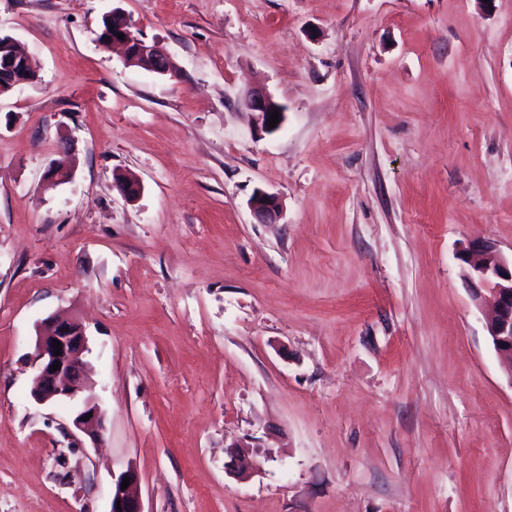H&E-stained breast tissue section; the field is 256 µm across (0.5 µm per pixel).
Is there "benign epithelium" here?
Returning a JSON list of instances; mask_svg holds the SVG:
<instances>
[{
  "label": "benign epithelium",
  "instance_id": "obj_1",
  "mask_svg": "<svg viewBox=\"0 0 512 512\" xmlns=\"http://www.w3.org/2000/svg\"><path fill=\"white\" fill-rule=\"evenodd\" d=\"M112 36L100 39L104 44H117L124 50L127 61L146 71L162 76L177 77V72L169 57L154 42L132 31V24L125 12L119 8L112 10ZM122 33L125 39L117 34ZM35 79L28 58L19 50L14 38L0 40V94ZM243 108L261 117V129L269 131L268 120L273 111H279L284 118V108L274 99L264 86L247 91L241 99ZM48 181L54 184L66 183L71 179L72 170L52 164L45 172ZM254 215L272 223L280 215V202L277 195L265 190H257L249 200ZM459 259L466 268V280L471 288L472 298L479 307H486L489 314L486 328L492 337L494 347L509 377L512 378V259L503 256L495 246L485 241H470L463 246ZM62 344L61 355H56L53 341ZM89 352L88 338L84 329L68 319L49 316L36 325L34 366L35 374L31 397L39 405L75 401L71 427L66 429L71 447L82 448L81 436H86L93 447H98L104 438L105 413L93 391L86 390L84 384L88 368L86 354ZM61 369L52 370L54 363ZM88 391L84 397L78 393ZM90 415L86 421L85 415ZM239 450L232 456L230 474L244 478L259 470L258 463L242 451L246 444H237ZM130 478L129 486L121 489L125 478ZM110 512H143L140 496V478L133 468L112 476V497Z\"/></svg>",
  "mask_w": 512,
  "mask_h": 512
}]
</instances>
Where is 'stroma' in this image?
<instances>
[{
  "label": "stroma",
  "instance_id": "obj_1",
  "mask_svg": "<svg viewBox=\"0 0 512 512\" xmlns=\"http://www.w3.org/2000/svg\"><path fill=\"white\" fill-rule=\"evenodd\" d=\"M117 6L179 78L99 43ZM0 33L37 71L0 95V512H109L130 467L144 512H512V379L458 258L512 254V0H0ZM53 314L103 447L30 395ZM247 112L258 113L261 117V130L273 132L279 129L284 118V108L274 99L264 86H257L247 91L241 99ZM273 110L279 111V123L272 129L268 128V120ZM267 198V201H264ZM254 215L263 222H275L280 215V202L277 195L265 190H257L249 200Z\"/></svg>",
  "mask_w": 512,
  "mask_h": 512
}]
</instances>
